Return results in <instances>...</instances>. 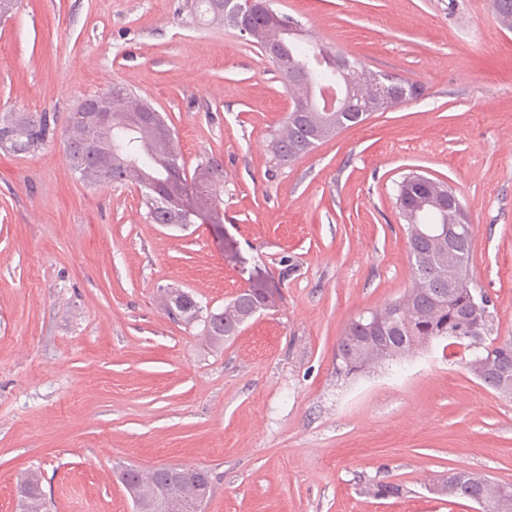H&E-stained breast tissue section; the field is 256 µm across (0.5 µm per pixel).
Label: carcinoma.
<instances>
[{"label": "carcinoma", "mask_w": 512, "mask_h": 512, "mask_svg": "<svg viewBox=\"0 0 512 512\" xmlns=\"http://www.w3.org/2000/svg\"><path fill=\"white\" fill-rule=\"evenodd\" d=\"M224 0H190V11L194 17L209 23H230L225 15ZM491 7L501 28L512 30V0H491ZM248 40L262 50L269 45L280 48L281 56L275 63L278 74L294 101L307 106L315 104L317 92L322 84L336 83V57L338 53L323 46L311 44L300 33L298 21L283 14L281 22L272 23L262 10L249 13ZM298 68L304 76L292 78L288 72ZM348 91L354 98L358 111L345 115L334 112L290 111L282 126L270 135L269 146L280 164H287L309 153L321 142L334 137L342 129L364 122L376 112H386L396 106L385 98L384 93L372 77L371 71L358 63ZM136 103L141 109L155 114L154 121L145 122L130 111L129 104ZM53 117L44 113L36 118L28 115H9L0 119V149L12 153H25L45 142L53 134ZM92 141L96 154L111 160L108 168H98L87 160L85 144ZM65 153L70 167L81 178L92 185H121L129 174H138L137 183L142 188L143 204L153 224L174 230H185L195 223L180 206L171 202L162 207L158 198L166 192L170 170H177L187 190L198 197L200 205L208 208L213 222L222 220L221 191L224 170L214 161L197 165L188 176L180 164V155L165 117L142 97L120 85L112 96V126L104 133L95 135L92 129L81 126V112L74 110L68 120L64 139ZM446 184L434 180L423 191L411 198L410 205H419L416 220L402 212L407 223L451 224L450 214L437 204L438 191ZM473 239L453 240L430 248L422 243L409 245L412 284L403 295L390 303L397 306L403 300L412 302L414 315L409 324H400L393 330L391 360L410 354L403 337L411 332H420L433 327L437 333L447 337L449 344L468 351L475 350L479 357L494 346L488 339L493 332L492 319H487L470 332L471 341L457 339L461 335L467 312L471 307L469 260ZM265 302V292L254 286L240 292L224 305L221 312L201 316V307L189 293L177 296L166 290L163 303L168 314L186 324L203 321V335L211 342L220 344L238 335L241 327L252 316L253 311ZM482 383L504 398L512 399V381L502 383V375H490ZM127 492L143 503H150L157 493L163 491L178 507V512L191 504L194 495L209 496L211 479L208 471L191 467H167L156 469L148 475L132 468L119 476ZM442 487L453 485L455 497L469 499L482 496L487 503L485 512H498V485L486 476L472 471H456L437 481ZM18 512H47L41 473L30 470L21 474L16 482Z\"/></svg>", "instance_id": "cac0c4a2"}]
</instances>
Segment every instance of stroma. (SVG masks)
I'll use <instances>...</instances> for the list:
<instances>
[{
    "instance_id": "obj_1",
    "label": "stroma",
    "mask_w": 512,
    "mask_h": 512,
    "mask_svg": "<svg viewBox=\"0 0 512 512\" xmlns=\"http://www.w3.org/2000/svg\"><path fill=\"white\" fill-rule=\"evenodd\" d=\"M305 38L423 85L295 162L269 134L293 105L273 64L182 0H15L0 20V117H55L52 138L0 150V512L42 474L49 512H133L121 466L204 468L202 512H473L432 494L453 470L512 484V399L462 348L336 373L358 315L411 283L398 185L445 181L474 230L472 288L512 336V31L491 0H273ZM121 83L166 116L186 172L224 170L223 232L149 223L137 183L92 186L64 150L70 113ZM279 290L233 340L172 321L249 282ZM401 487L381 498L380 483ZM180 292V295L174 296L172 293L168 291V289L163 292V303L168 312V314L174 320H181L186 324H193L197 321H201V307L198 306V303L195 301L193 296L188 292L185 293L183 291Z\"/></svg>"
}]
</instances>
